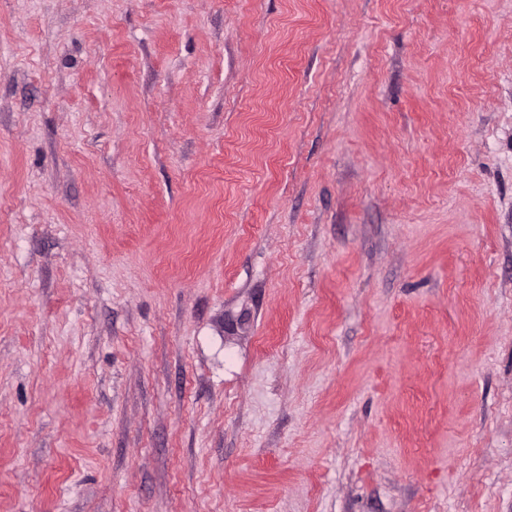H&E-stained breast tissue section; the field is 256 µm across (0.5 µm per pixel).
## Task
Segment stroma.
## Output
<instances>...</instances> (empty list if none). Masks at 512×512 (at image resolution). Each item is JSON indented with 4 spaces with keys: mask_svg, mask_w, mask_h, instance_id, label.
<instances>
[{
    "mask_svg": "<svg viewBox=\"0 0 512 512\" xmlns=\"http://www.w3.org/2000/svg\"><path fill=\"white\" fill-rule=\"evenodd\" d=\"M0 512H512V0H0Z\"/></svg>",
    "mask_w": 512,
    "mask_h": 512,
    "instance_id": "35a3bbf8",
    "label": "stroma"
}]
</instances>
